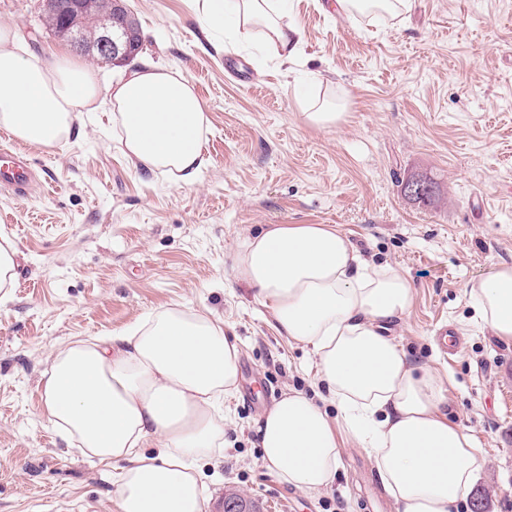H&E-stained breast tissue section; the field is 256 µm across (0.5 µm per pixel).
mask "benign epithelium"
<instances>
[{
  "instance_id": "7a95c632",
  "label": "benign epithelium",
  "mask_w": 512,
  "mask_h": 512,
  "mask_svg": "<svg viewBox=\"0 0 512 512\" xmlns=\"http://www.w3.org/2000/svg\"><path fill=\"white\" fill-rule=\"evenodd\" d=\"M69 15L64 17L63 34L77 53H90L102 63L115 62L132 57L133 30L135 21L128 14L122 0L107 4L102 0H74L68 6ZM98 12L99 30L88 38L80 22L92 12ZM404 193L412 198H421L436 190L430 180L416 177L403 184Z\"/></svg>"
}]
</instances>
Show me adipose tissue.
<instances>
[{"label":"adipose tissue","instance_id":"obj_1","mask_svg":"<svg viewBox=\"0 0 512 512\" xmlns=\"http://www.w3.org/2000/svg\"><path fill=\"white\" fill-rule=\"evenodd\" d=\"M201 20L237 43L260 35L271 59L293 62L301 43L288 0H197ZM109 104L127 156L194 182L204 164L206 117L190 81L155 63L116 84L78 61L28 54L0 26V127L17 139H69L75 113ZM235 278L254 289L279 331L316 358V377L339 412L283 394L255 425L256 445L278 479L314 495L336 476L337 424L367 448L402 512H459L483 460L472 437L443 413V388L411 366L390 327L410 308L412 286L369 265L327 224H274L244 237ZM493 336L512 340V266L469 290ZM239 350L211 313L175 304L134 326L59 348L43 376L45 418L84 456L119 461V512H206L201 464L224 454L222 405L239 379ZM158 450H144L148 441Z\"/></svg>","mask_w":512,"mask_h":512}]
</instances>
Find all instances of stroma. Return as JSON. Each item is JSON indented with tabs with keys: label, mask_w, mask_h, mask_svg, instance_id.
I'll return each instance as SVG.
<instances>
[{
	"label": "stroma",
	"mask_w": 512,
	"mask_h": 512,
	"mask_svg": "<svg viewBox=\"0 0 512 512\" xmlns=\"http://www.w3.org/2000/svg\"><path fill=\"white\" fill-rule=\"evenodd\" d=\"M331 0H288L301 28L291 67L259 41L232 44L196 0H125L141 49L131 65L94 64L102 80L149 60L192 83L209 120L204 165L181 184L126 156L105 114L79 112L75 136L31 144L25 196L0 189V238L17 250L0 300V512H119L117 462L66 447L43 415L52 353L120 332L176 302L224 321L240 353V391L224 400L231 446L203 466L209 508L240 495L252 512H399L349 434L318 497L265 466L254 426L282 393L319 392L312 353L289 342L232 273L243 237L271 224H332L360 254L405 276L410 310L391 334L437 373L444 408L485 459L462 512H512V341L479 322L468 290L512 265V0H414L403 20L337 15ZM42 0H0V25L50 58L66 41L41 27ZM344 99L332 130L301 119L304 96ZM427 175L442 197H405ZM443 324L463 339L442 354Z\"/></svg>",
	"instance_id": "stroma-1"
}]
</instances>
